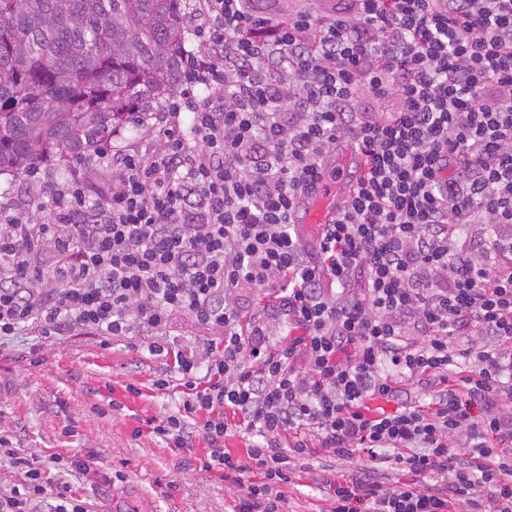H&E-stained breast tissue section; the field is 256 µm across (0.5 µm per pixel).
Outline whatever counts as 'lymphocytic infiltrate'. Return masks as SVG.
Segmentation results:
<instances>
[{
  "mask_svg": "<svg viewBox=\"0 0 512 512\" xmlns=\"http://www.w3.org/2000/svg\"><path fill=\"white\" fill-rule=\"evenodd\" d=\"M196 12L158 148L113 153L98 205L76 177L0 207V345L148 336L170 361L154 389L178 395L148 431L203 437L230 512H288L315 455L367 464L324 470L312 512H512V0ZM341 140L363 164L309 241L297 205ZM181 316L219 344L174 345ZM9 469L0 512H91L0 424Z\"/></svg>",
  "mask_w": 512,
  "mask_h": 512,
  "instance_id": "obj_1",
  "label": "lymphocytic infiltrate"
}]
</instances>
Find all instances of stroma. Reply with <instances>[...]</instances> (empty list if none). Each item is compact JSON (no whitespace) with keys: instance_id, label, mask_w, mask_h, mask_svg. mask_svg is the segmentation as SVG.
<instances>
[{"instance_id":"obj_1","label":"stroma","mask_w":512,"mask_h":512,"mask_svg":"<svg viewBox=\"0 0 512 512\" xmlns=\"http://www.w3.org/2000/svg\"><path fill=\"white\" fill-rule=\"evenodd\" d=\"M164 130L155 121L137 135L120 130L103 155L79 164L85 172L88 204L100 203L107 185V158L114 151L150 153ZM53 163L34 174L0 175V206L22 207L39 190L61 186ZM140 337L102 343L84 333L38 346L36 337L20 336L0 349V374L9 385L0 394V420L13 427L17 445L34 452L50 483H69L100 512H228L231 491L217 474L194 470L187 453L167 447L150 433L135 435L139 422L173 409L172 391L151 383L165 372L162 359L140 350ZM93 456V473L60 470L61 456ZM126 475L112 484L113 471ZM175 489H167V482Z\"/></svg>"}]
</instances>
